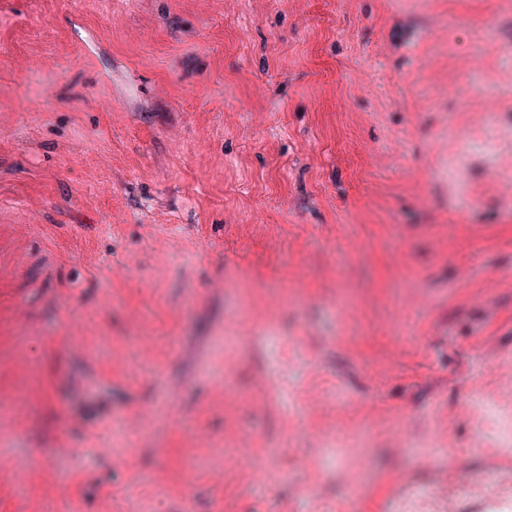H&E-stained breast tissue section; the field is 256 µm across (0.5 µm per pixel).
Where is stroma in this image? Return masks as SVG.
I'll return each instance as SVG.
<instances>
[{
  "label": "stroma",
  "instance_id": "stroma-1",
  "mask_svg": "<svg viewBox=\"0 0 512 512\" xmlns=\"http://www.w3.org/2000/svg\"><path fill=\"white\" fill-rule=\"evenodd\" d=\"M494 357L512 0H0V512H379Z\"/></svg>",
  "mask_w": 512,
  "mask_h": 512
}]
</instances>
